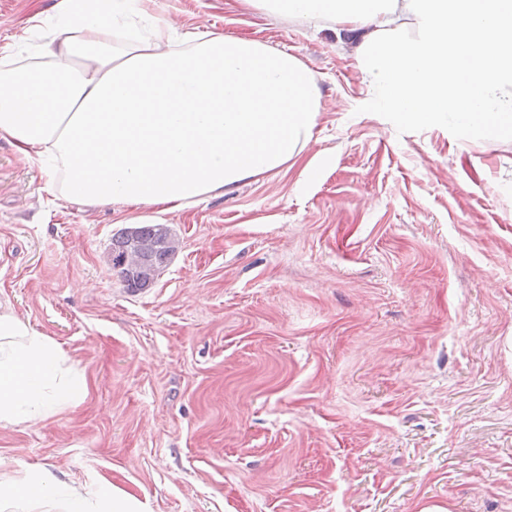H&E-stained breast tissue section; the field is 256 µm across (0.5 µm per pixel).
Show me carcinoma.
I'll return each mask as SVG.
<instances>
[{
  "label": "carcinoma",
  "instance_id": "carcinoma-1",
  "mask_svg": "<svg viewBox=\"0 0 512 512\" xmlns=\"http://www.w3.org/2000/svg\"><path fill=\"white\" fill-rule=\"evenodd\" d=\"M138 244L134 270L123 265L130 243ZM174 253L173 240L165 224H144L121 229L112 236V268L119 270L126 289L131 293L152 285L168 265Z\"/></svg>",
  "mask_w": 512,
  "mask_h": 512
}]
</instances>
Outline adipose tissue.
Returning <instances> with one entry per match:
<instances>
[{
	"instance_id": "ef3b65f1",
	"label": "adipose tissue",
	"mask_w": 512,
	"mask_h": 512,
	"mask_svg": "<svg viewBox=\"0 0 512 512\" xmlns=\"http://www.w3.org/2000/svg\"><path fill=\"white\" fill-rule=\"evenodd\" d=\"M128 0H61L60 35L40 60L0 59V139L57 162L46 193L89 205L183 207L287 165L311 140L321 100L296 56L197 33L174 49L156 23L120 41ZM347 33L362 79L409 124L477 138L512 133V0H260ZM415 35H407L408 25ZM57 347L0 312V423L44 420L82 398ZM18 512H140L127 497L40 474L0 473Z\"/></svg>"
}]
</instances>
